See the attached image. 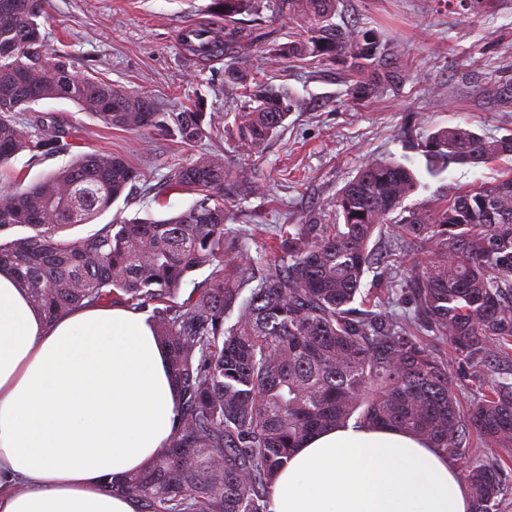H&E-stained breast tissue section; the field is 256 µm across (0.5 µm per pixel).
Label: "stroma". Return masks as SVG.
I'll use <instances>...</instances> for the list:
<instances>
[{
    "instance_id": "35a3bbf8",
    "label": "stroma",
    "mask_w": 512,
    "mask_h": 512,
    "mask_svg": "<svg viewBox=\"0 0 512 512\" xmlns=\"http://www.w3.org/2000/svg\"><path fill=\"white\" fill-rule=\"evenodd\" d=\"M211 4L48 0L41 28L46 47L67 55L77 75L149 94L168 111L203 103L221 131L185 147L156 133L106 127L64 99L42 100L18 113L19 127L34 132L38 117L49 113L78 146L36 159L18 155L0 175V189L28 186L79 151L114 152L137 168L140 178L99 223L117 213L128 219L158 217L194 201L193 194L167 188L174 169L203 154L223 158L226 167L250 171L255 181V192L231 206L227 227L233 264L256 261L261 277L272 270L267 246L273 226L335 223L336 195L365 159L423 167L420 145L426 137L459 124L491 137L512 135V0H487L479 9L468 0H339L335 23L370 29L385 16L394 19L387 36L398 44L403 81L362 102L347 95L352 77L342 60L277 63L270 58L271 42L254 41L241 57L244 68L287 86L306 103L259 153L235 139L234 116L244 101L226 97L223 61L197 64L178 43L184 25L211 21ZM501 168L498 162L453 166L426 178L411 200L430 205L450 187L494 181Z\"/></svg>"
}]
</instances>
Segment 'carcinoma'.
<instances>
[{
  "mask_svg": "<svg viewBox=\"0 0 512 512\" xmlns=\"http://www.w3.org/2000/svg\"><path fill=\"white\" fill-rule=\"evenodd\" d=\"M339 0H279L309 28L273 47L274 57L343 58L361 75L355 100L399 80L395 45L372 30L337 25ZM257 0H214L224 26L206 25L201 41L182 40L199 62L224 56V84L241 91L236 137L263 147L301 107L285 88L257 81L239 66L252 32L236 16ZM46 0H0V169L23 153L61 147L69 131L52 115L39 133L15 114L64 99L103 124L154 130L186 146L209 134L202 104L165 112L154 100L71 72L40 32ZM426 172L477 166L512 156V136L488 137L460 125L427 136ZM139 179L112 153L82 154L25 188L0 192V268L53 318L83 304L150 312L169 355L179 394L172 442L137 473L108 486L131 496L140 512H273V488L294 449L320 430L395 427L449 457L469 459L473 512H503L512 486L500 465L470 458V431L512 447V170L490 184L456 187L432 207L405 201L424 186L401 162L367 158L336 195L341 224H277L283 243L274 272L255 279L253 264L224 274L225 200L253 182L224 161L200 156L176 168L168 188L200 195L163 219L100 224L70 239L64 232L108 211ZM393 225L394 250L424 259L399 279L412 315L386 314L358 300L373 265L400 258L379 253L374 236ZM211 268L186 301L177 297L191 273ZM258 284L246 289L252 281ZM446 336L458 367L489 384L465 412L448 362L422 335Z\"/></svg>",
  "mask_w": 512,
  "mask_h": 512,
  "instance_id": "1",
  "label": "carcinoma"
}]
</instances>
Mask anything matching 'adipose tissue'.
<instances>
[{
    "label": "adipose tissue",
    "mask_w": 512,
    "mask_h": 512,
    "mask_svg": "<svg viewBox=\"0 0 512 512\" xmlns=\"http://www.w3.org/2000/svg\"><path fill=\"white\" fill-rule=\"evenodd\" d=\"M177 390L146 316L80 306L48 318L0 271V512H136L107 478L170 443ZM447 456L392 428L309 439L273 490V512H470Z\"/></svg>",
    "instance_id": "obj_1"
}]
</instances>
